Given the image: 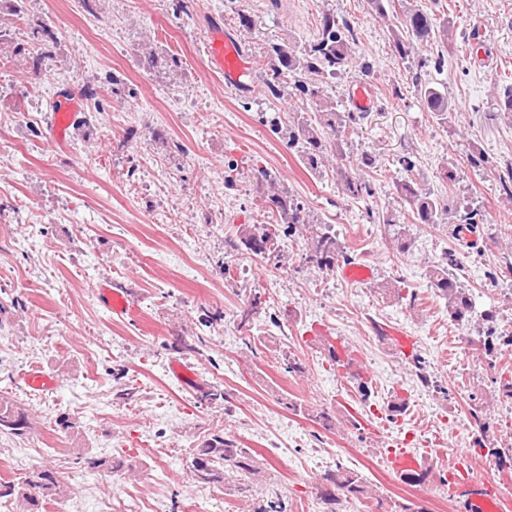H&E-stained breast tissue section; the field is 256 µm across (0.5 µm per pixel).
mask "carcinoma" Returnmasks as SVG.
<instances>
[{
	"label": "carcinoma",
	"instance_id": "cac0c4a2",
	"mask_svg": "<svg viewBox=\"0 0 512 512\" xmlns=\"http://www.w3.org/2000/svg\"><path fill=\"white\" fill-rule=\"evenodd\" d=\"M393 45L402 61L414 58L418 47L434 41L448 42V26L438 27L434 18L421 9H411L404 14L401 28L393 31ZM350 27L336 19L332 14H325L319 20L317 38L304 52H298L286 44H272L266 51L271 60V67L266 72L265 85L269 91L278 96L288 86L299 92L300 99L317 103L322 85L336 78L352 58ZM428 60L417 61L411 83L421 103L443 122H448V112L452 107L448 96L438 87L422 79V69ZM496 109L499 115L512 123V85L498 94ZM354 117L345 121L333 106L315 113L314 122L299 121L286 128L288 145H301L302 152L309 168L319 170V166L328 160V156L336 153V138L356 133ZM376 171L375 161L362 156L357 162L359 173L344 172L341 174V189L344 195L352 199L370 197L373 188L369 180L360 171L363 168ZM398 198L409 204L411 223L437 224L450 213L447 201L430 192L420 190L413 179H405L396 184ZM256 193L265 197L278 208L277 214L269 215L264 224H241L237 232V240L229 241V247L245 248L252 255H257L254 246L257 242L265 245L267 254L260 256L266 262H272L274 269L285 270L283 267L282 244L295 236H303L310 240L307 262L314 263L320 269L334 271L346 252L336 242V235L329 228L310 224L302 215L303 207L295 198L275 191V182L271 174L265 170L257 176ZM465 214L460 216L454 234H461L476 228L479 221L477 213L464 207ZM431 287L446 301L448 314L455 320H463L471 310V299L459 279L448 272V266L441 263L433 266L428 272ZM484 354L494 357L512 348V332L499 333L490 330L482 339ZM31 428V422L24 409L10 399L0 397V433L22 436ZM257 452L243 446L240 440L222 432L211 435L199 448L195 449L191 468L197 481L205 485L222 486L231 489L240 496H248L253 490V476L260 472ZM75 459L84 462L91 469L103 470L108 473H119L125 470L121 460H105L84 456L79 450ZM321 480L330 485V489L320 494L323 512H343L342 502L358 501L363 507L381 509L384 500L377 497L369 489L365 478L354 469L341 465L326 470ZM412 483L423 484L439 481L443 485L450 481L436 473L429 466H422L418 471L404 477ZM68 479L59 469H38L32 471L23 481L0 482V499L16 501L23 512H40L48 500L62 497L67 490ZM254 512H288V502L281 497L260 499Z\"/></svg>",
	"mask_w": 512,
	"mask_h": 512
}]
</instances>
